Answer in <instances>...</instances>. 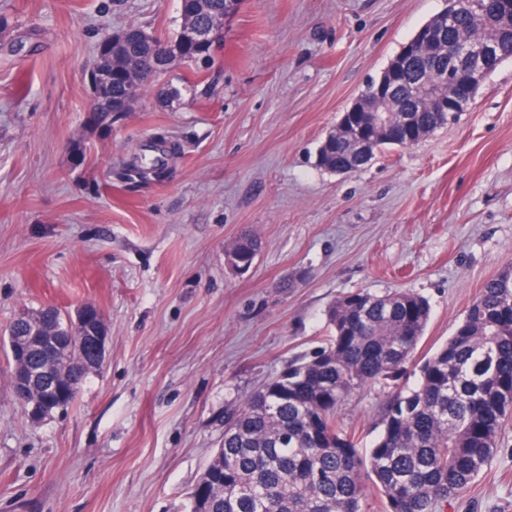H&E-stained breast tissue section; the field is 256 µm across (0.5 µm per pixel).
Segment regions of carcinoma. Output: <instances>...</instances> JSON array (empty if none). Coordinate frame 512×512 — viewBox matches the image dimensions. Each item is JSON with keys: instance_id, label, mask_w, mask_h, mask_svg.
Listing matches in <instances>:
<instances>
[{"instance_id": "1", "label": "carcinoma", "mask_w": 512, "mask_h": 512, "mask_svg": "<svg viewBox=\"0 0 512 512\" xmlns=\"http://www.w3.org/2000/svg\"><path fill=\"white\" fill-rule=\"evenodd\" d=\"M226 0H192L180 11L177 42L188 30L224 25ZM90 66L93 109L103 120L131 112L140 92L158 70L154 43L163 37L139 25ZM492 36L512 46V25L500 8L474 16L464 10L444 30L434 48L407 42L390 61L398 65L391 83L392 130L384 134L364 119L356 138L321 141L317 163L328 170L355 171L375 151L419 141L448 124L433 111L418 86L448 90V82L467 77L450 68L448 47L456 40ZM212 51L186 49L176 64L209 68ZM332 334L309 357L292 361L224 416V443L201 474L213 487L211 499H187L185 512H364L363 490L372 482L385 512H446L497 452L499 435L512 419V268L488 280L467 307L446 342L415 365L411 387L397 388L381 414L382 430L369 450L339 420V410L357 390L386 384L412 361L430 319L418 294L394 290L347 293L327 311ZM104 322L92 315L63 317L46 305L25 311L5 330L3 345L11 365L10 384L31 389V402L44 416L57 407L40 389L53 380L68 381L80 392L94 375L88 351L76 340L102 333ZM25 336V358L14 357L13 337ZM65 343L50 367L36 359L41 342Z\"/></svg>"}]
</instances>
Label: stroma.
<instances>
[{
	"label": "stroma",
	"instance_id": "1",
	"mask_svg": "<svg viewBox=\"0 0 512 512\" xmlns=\"http://www.w3.org/2000/svg\"><path fill=\"white\" fill-rule=\"evenodd\" d=\"M179 6L0 0V328L45 304L93 307L106 336L101 373L44 421L14 403L0 350V512H182L226 410L323 346L337 297L426 298L421 358L512 263V59L418 143L352 174L316 164L446 0H245L213 67L176 66L101 121V39L132 23L171 35ZM160 131L178 145L167 179L124 180ZM247 234L261 250L240 272L224 250ZM388 393L367 386L340 411L362 447ZM447 512H512V421Z\"/></svg>",
	"mask_w": 512,
	"mask_h": 512
}]
</instances>
